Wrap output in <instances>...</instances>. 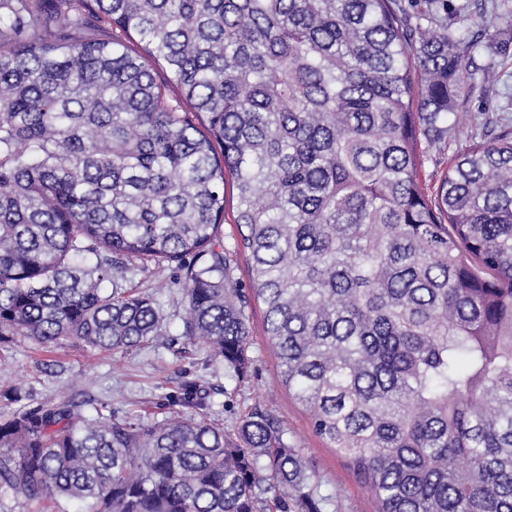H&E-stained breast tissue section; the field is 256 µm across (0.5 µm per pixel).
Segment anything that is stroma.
<instances>
[{
    "label": "stroma",
    "mask_w": 512,
    "mask_h": 512,
    "mask_svg": "<svg viewBox=\"0 0 512 512\" xmlns=\"http://www.w3.org/2000/svg\"><path fill=\"white\" fill-rule=\"evenodd\" d=\"M465 6L467 20L457 28L470 43L475 71L496 66L500 79L486 89L473 88L459 105L465 115H482L489 122L485 134L497 131L501 122L512 123V59L497 48L512 42V0H450ZM484 14V26L470 24L469 18ZM172 270L136 268L130 286L147 290L160 304L167 318V336L160 347L146 346L128 352L101 353L70 342H61L52 356L36 351L26 337L0 345V391L22 388L31 405L52 400L65 393L79 399L106 404L117 415L145 410L159 420L180 409L182 388L195 383L212 412L233 431L254 404L277 413L288 432L289 443L299 450L320 481V492L328 503L324 512H375L376 503L354 470L319 438L306 410L294 401L278 382L277 357L269 346L264 327V306L249 307L248 366L243 373L220 368L212 349L190 343L184 336L180 317L181 290Z\"/></svg>",
    "instance_id": "obj_1"
}]
</instances>
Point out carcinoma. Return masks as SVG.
<instances>
[{
  "label": "carcinoma",
  "instance_id": "cac0c4a2",
  "mask_svg": "<svg viewBox=\"0 0 512 512\" xmlns=\"http://www.w3.org/2000/svg\"><path fill=\"white\" fill-rule=\"evenodd\" d=\"M411 3L0 0V345L156 343L127 271L174 265L183 335L238 372L262 302L280 384L377 512H512V124L438 161L468 46L439 0ZM182 404L0 412V492L323 512L277 414L230 434L196 385Z\"/></svg>",
  "mask_w": 512,
  "mask_h": 512
}]
</instances>
